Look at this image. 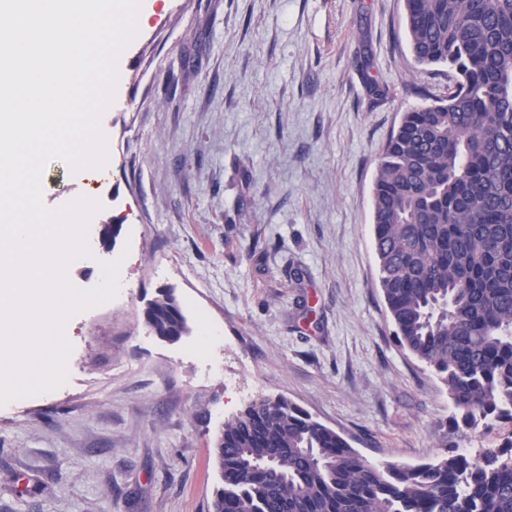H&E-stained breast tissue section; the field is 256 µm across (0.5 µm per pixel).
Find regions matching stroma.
I'll use <instances>...</instances> for the list:
<instances>
[{
  "label": "stroma",
  "mask_w": 512,
  "mask_h": 512,
  "mask_svg": "<svg viewBox=\"0 0 512 512\" xmlns=\"http://www.w3.org/2000/svg\"><path fill=\"white\" fill-rule=\"evenodd\" d=\"M141 8L152 16L101 117L107 176L57 159L41 176L49 208L102 205L90 256L67 267L74 287L131 262L113 300L67 320V382L0 405V512H208L214 442L259 396L373 463L438 451L448 394L397 343L373 244L386 140L449 85L414 62L403 0ZM168 288L190 327L175 342L142 317Z\"/></svg>",
  "instance_id": "35a3bbf8"
}]
</instances>
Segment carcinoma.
<instances>
[{
	"label": "carcinoma",
	"mask_w": 512,
	"mask_h": 512,
	"mask_svg": "<svg viewBox=\"0 0 512 512\" xmlns=\"http://www.w3.org/2000/svg\"><path fill=\"white\" fill-rule=\"evenodd\" d=\"M411 54L448 94L406 112L373 183L379 286L402 348L448 393L450 430L512 422V0H404ZM186 332L166 291L144 311ZM209 512H512L507 450L445 444L417 464L366 460L284 397L224 422Z\"/></svg>",
	"instance_id": "carcinoma-1"
}]
</instances>
